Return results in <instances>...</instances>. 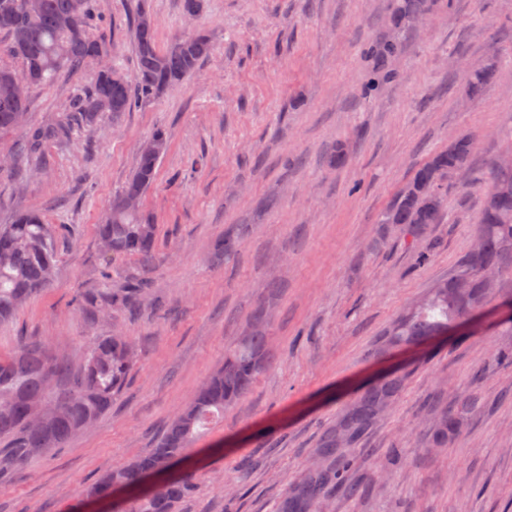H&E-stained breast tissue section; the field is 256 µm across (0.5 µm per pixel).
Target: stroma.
I'll use <instances>...</instances> for the list:
<instances>
[{"instance_id": "1", "label": "stroma", "mask_w": 512, "mask_h": 512, "mask_svg": "<svg viewBox=\"0 0 512 512\" xmlns=\"http://www.w3.org/2000/svg\"><path fill=\"white\" fill-rule=\"evenodd\" d=\"M391 0H206L188 25L182 0H101L95 37L135 70L131 20L146 9L159 46L190 28L213 51L180 87L119 118L75 125L49 143L42 168L0 175V224L15 208L67 225L53 279L0 323V356L37 341L82 362L89 343L119 331L136 361L112 407L62 449L0 477V512H71L86 485L149 453L172 415L221 365L259 303L269 305L273 357L252 390L201 437L188 465L195 487L179 512H278L286 488L314 463L323 429L372 379L407 376L394 407L349 447L346 477L322 512H512V278L456 330L377 350L380 333L447 277L471 247L490 166L512 141V0H439L420 23L393 30ZM398 35V77L363 95L367 42ZM495 64L462 97V66ZM61 76L31 94L28 122L55 121L92 80ZM165 129L168 148L141 201L156 226L154 261L101 251L96 226L131 176L140 144ZM473 140L464 179L448 187L443 223L416 249L378 216L429 157ZM347 160L328 163L335 145ZM237 250L215 244L234 225ZM113 289L148 287L138 305L96 316L103 276ZM476 399L461 438L433 448L434 411ZM224 452L210 454L214 444Z\"/></svg>"}]
</instances>
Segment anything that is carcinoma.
I'll list each match as a JSON object with an SVG mask.
<instances>
[{
    "mask_svg": "<svg viewBox=\"0 0 512 512\" xmlns=\"http://www.w3.org/2000/svg\"><path fill=\"white\" fill-rule=\"evenodd\" d=\"M424 14L423 0H397L393 23L401 27ZM99 17V0H38L34 8L28 0H0V34L8 37L6 51L23 65L20 72L0 67V132L22 127L18 115L29 105V99L17 101L7 93L6 81L25 78L35 91L63 74L95 65L89 89L72 98L68 112L51 125L28 129L27 151L35 153L65 133L74 117L85 125L94 124L104 113L118 118L180 86L212 51V41L203 33L160 47L154 17L140 9L132 29L136 70L128 79L111 62L105 42L92 34ZM403 51L396 38L364 48V57L376 62L368 92L396 77L385 65ZM493 75L491 66L468 70L462 73L461 90L472 95ZM147 145L150 150L138 154L133 175L97 225L105 253L135 255L146 263L155 250L156 225L143 218L141 209L128 210L122 201L128 195L142 196L153 183L168 137L159 130ZM471 151V140L462 137L422 164L380 214V238H385L388 225L399 224L407 243L417 247L427 227L442 222L449 179L467 168ZM61 235L62 230L46 223L40 212L26 208L17 209L10 223L0 225V322L12 318L24 302L48 286ZM505 273L512 275V170L495 165L484 192L474 247L459 258L448 277L392 324L385 333L386 343L410 345L448 333L449 327L486 303ZM144 288V283L132 282L115 294L110 278H104L92 300L95 313L137 303ZM253 324L254 329L224 351V363L176 413L155 447L92 483L85 496L106 497L120 486L130 495L120 501L116 512H174L196 479L194 471H184L178 464L189 457L203 430L224 415V408L251 390L268 360L271 336L263 307L255 309ZM133 361L134 348L121 332L97 337L77 369L36 341L0 357V475L60 448L96 422L112 407ZM404 384L403 375L372 382L323 430L314 448L315 463L287 489L282 512H319L324 490L344 483V473L351 467L346 448L390 408ZM471 408L472 402L463 401L457 409L439 415L431 447L453 446Z\"/></svg>",
    "mask_w": 512,
    "mask_h": 512,
    "instance_id": "1",
    "label": "carcinoma"
}]
</instances>
